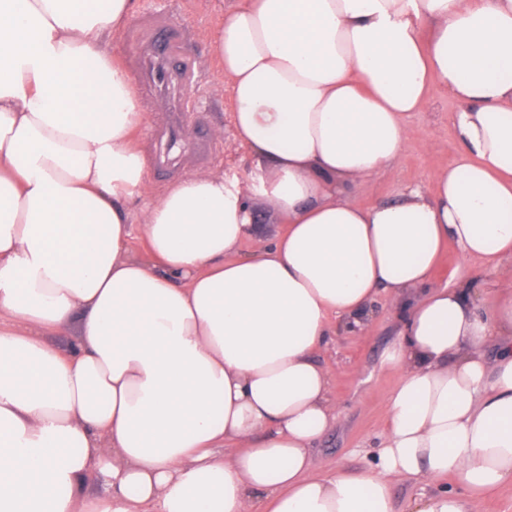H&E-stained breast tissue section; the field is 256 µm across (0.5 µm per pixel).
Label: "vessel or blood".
I'll list each match as a JSON object with an SVG mask.
<instances>
[{
  "label": "vessel or blood",
  "mask_w": 512,
  "mask_h": 512,
  "mask_svg": "<svg viewBox=\"0 0 512 512\" xmlns=\"http://www.w3.org/2000/svg\"><path fill=\"white\" fill-rule=\"evenodd\" d=\"M160 32L148 46L139 65L146 79L153 86L157 99L171 115L170 128H177L181 118L194 111L193 97L197 78L193 68L183 66L172 70L170 61L175 58L180 30L168 22H161Z\"/></svg>",
  "instance_id": "b4317fda"
}]
</instances>
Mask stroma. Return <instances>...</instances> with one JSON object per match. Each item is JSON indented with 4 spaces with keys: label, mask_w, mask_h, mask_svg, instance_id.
Returning <instances> with one entry per match:
<instances>
[{
    "label": "stroma",
    "mask_w": 512,
    "mask_h": 512,
    "mask_svg": "<svg viewBox=\"0 0 512 512\" xmlns=\"http://www.w3.org/2000/svg\"><path fill=\"white\" fill-rule=\"evenodd\" d=\"M145 15L168 17L179 23L184 36L180 55L193 61L198 71L197 110L181 126L186 142H193L200 134L210 137L213 150L205 170L232 178L249 174L253 157L234 132L230 92L218 75L211 52L215 15L209 0H135L133 18ZM456 109V102L441 87H434L426 108L410 120L413 134L401 160L351 189L349 200L363 206L381 202L406 186L428 184L435 172L447 168L459 149L451 123ZM159 123L156 113L147 112L143 152L149 182L157 191L195 171L187 164L184 149H169L161 142ZM374 309L373 320L363 330L337 331L317 354L330 374L332 395L340 413L336 426L313 450L318 470L353 471L377 463V436L388 417L386 399L400 377L384 355L397 338L400 320L386 295L378 296ZM386 480L395 512H408L415 499L440 489L459 487L452 476L434 483L395 474L387 475Z\"/></svg>",
    "instance_id": "obj_1"
}]
</instances>
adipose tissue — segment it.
<instances>
[{"label":"adipose tissue","mask_w":512,"mask_h":512,"mask_svg":"<svg viewBox=\"0 0 512 512\" xmlns=\"http://www.w3.org/2000/svg\"><path fill=\"white\" fill-rule=\"evenodd\" d=\"M212 3L251 179L156 194L108 51L133 0H0V512H394L387 472L455 476L412 512H470L512 481V0ZM436 85L454 162L349 201ZM258 200L284 232L263 237ZM448 243L494 276L485 309L470 281L432 286ZM383 291L404 308L378 469L315 472L338 418L316 354Z\"/></svg>","instance_id":"obj_1"}]
</instances>
